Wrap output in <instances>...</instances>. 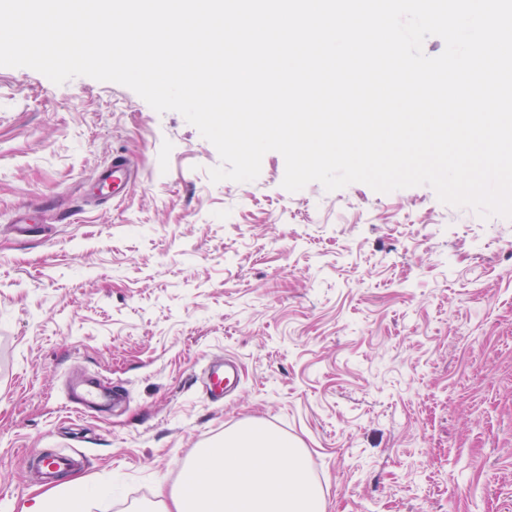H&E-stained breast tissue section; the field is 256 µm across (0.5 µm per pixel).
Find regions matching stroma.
Segmentation results:
<instances>
[{
    "label": "stroma",
    "instance_id": "obj_1",
    "mask_svg": "<svg viewBox=\"0 0 512 512\" xmlns=\"http://www.w3.org/2000/svg\"><path fill=\"white\" fill-rule=\"evenodd\" d=\"M116 154L137 180L89 196ZM219 163L128 87L0 67V512L51 487L25 450L77 458L83 512H142L243 424L301 449L326 512H512V219ZM218 356L241 369L221 407ZM85 376L122 402L70 411Z\"/></svg>",
    "mask_w": 512,
    "mask_h": 512
}]
</instances>
